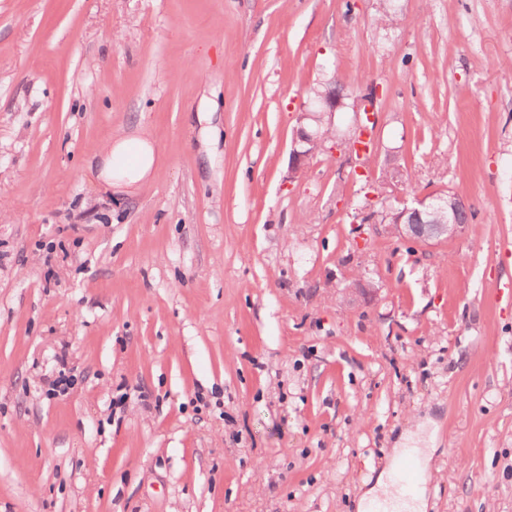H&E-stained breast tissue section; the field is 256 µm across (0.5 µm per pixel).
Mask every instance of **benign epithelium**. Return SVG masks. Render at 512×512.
Listing matches in <instances>:
<instances>
[{
	"label": "benign epithelium",
	"mask_w": 512,
	"mask_h": 512,
	"mask_svg": "<svg viewBox=\"0 0 512 512\" xmlns=\"http://www.w3.org/2000/svg\"><path fill=\"white\" fill-rule=\"evenodd\" d=\"M341 107L342 100L334 96H322L319 115L311 112L301 114L297 137L293 141L290 172L299 171L323 139L320 132L308 131L304 121L313 119L318 122L321 115L332 116ZM465 212L467 206L458 195L439 191L416 200L413 205L401 202V206L395 208L393 214V228L399 236L419 243L446 240L465 231L467 224L461 222V216Z\"/></svg>",
	"instance_id": "benign-epithelium-1"
}]
</instances>
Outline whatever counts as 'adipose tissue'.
<instances>
[{"label": "adipose tissue", "instance_id": "1", "mask_svg": "<svg viewBox=\"0 0 512 512\" xmlns=\"http://www.w3.org/2000/svg\"><path fill=\"white\" fill-rule=\"evenodd\" d=\"M95 158L96 181L126 197L140 193L160 162L153 136L140 126L110 136ZM392 486L391 474L382 473L376 489L360 499V512H424V491L410 495L393 491Z\"/></svg>", "mask_w": 512, "mask_h": 512}]
</instances>
